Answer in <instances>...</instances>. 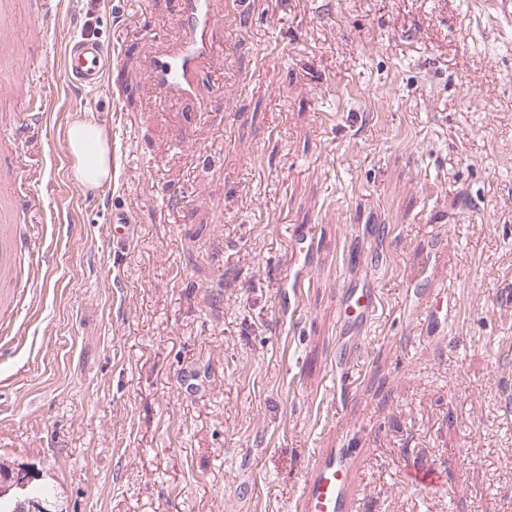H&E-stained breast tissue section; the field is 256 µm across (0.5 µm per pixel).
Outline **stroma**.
<instances>
[{
    "label": "stroma",
    "mask_w": 512,
    "mask_h": 512,
    "mask_svg": "<svg viewBox=\"0 0 512 512\" xmlns=\"http://www.w3.org/2000/svg\"><path fill=\"white\" fill-rule=\"evenodd\" d=\"M492 2L219 0L224 67L184 107L140 77L174 0H60L44 32L39 0H9L0 79L19 60L31 81L0 97V183L30 154L47 273L0 349V459L67 512H293L333 439L357 512H512V17ZM88 27L117 82L62 87ZM33 87L51 122L25 114ZM79 120L112 160L80 192ZM292 225L319 243L295 313ZM443 285L453 308L431 312ZM346 288L378 307L344 376ZM418 459L444 489L407 484Z\"/></svg>",
    "instance_id": "obj_1"
}]
</instances>
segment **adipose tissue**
Listing matches in <instances>:
<instances>
[{"instance_id": "obj_1", "label": "adipose tissue", "mask_w": 512, "mask_h": 512, "mask_svg": "<svg viewBox=\"0 0 512 512\" xmlns=\"http://www.w3.org/2000/svg\"><path fill=\"white\" fill-rule=\"evenodd\" d=\"M68 144L76 158V176L91 185L102 184L110 176L108 147L102 127L91 122L73 123Z\"/></svg>"}]
</instances>
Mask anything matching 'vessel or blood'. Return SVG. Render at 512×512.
Masks as SVG:
<instances>
[{
	"mask_svg": "<svg viewBox=\"0 0 512 512\" xmlns=\"http://www.w3.org/2000/svg\"><path fill=\"white\" fill-rule=\"evenodd\" d=\"M222 16L214 0H177L176 25L180 30L178 44L154 55L142 71L143 79L153 86L159 98L167 101L202 102L207 98L203 73L217 61L215 33ZM112 66L111 52L98 40L74 37L64 47L62 83L95 90L102 86ZM19 226L0 216V288L9 294L0 298V328L16 327L21 312L27 307V291L14 274L13 252L23 248ZM314 257L309 247L291 259L285 279L292 296H300L308 285L307 275ZM345 309L339 310L341 322L356 320L365 325L376 308L373 289L347 288L343 291ZM353 471L341 450L319 448L315 461L303 480L295 512H355L356 501L351 492ZM409 483L433 489L441 486V473L433 466L417 462L408 472Z\"/></svg>",
	"mask_w": 512,
	"mask_h": 512,
	"instance_id": "b4317fda",
	"label": "vessel or blood"
}]
</instances>
